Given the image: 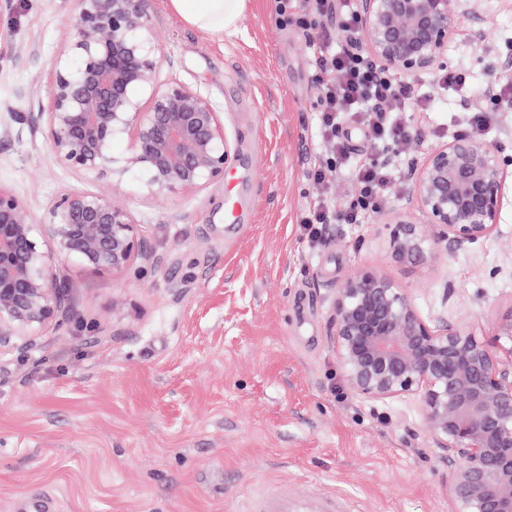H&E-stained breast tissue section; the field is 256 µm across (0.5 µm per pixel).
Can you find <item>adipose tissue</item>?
<instances>
[{
  "label": "adipose tissue",
  "mask_w": 512,
  "mask_h": 512,
  "mask_svg": "<svg viewBox=\"0 0 512 512\" xmlns=\"http://www.w3.org/2000/svg\"><path fill=\"white\" fill-rule=\"evenodd\" d=\"M249 0H170L173 10L190 27L214 37L237 29Z\"/></svg>",
  "instance_id": "obj_1"
}]
</instances>
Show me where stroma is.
<instances>
[{
    "label": "stroma",
    "mask_w": 512,
    "mask_h": 512,
    "mask_svg": "<svg viewBox=\"0 0 512 512\" xmlns=\"http://www.w3.org/2000/svg\"><path fill=\"white\" fill-rule=\"evenodd\" d=\"M472 4L488 21L485 46L459 26L448 59L480 79L512 60V0ZM148 8L159 81L211 101L232 151L225 174L253 207L228 225L221 182L166 198L135 180L118 189L152 259L117 277L59 262L65 316L36 348L0 353V512L44 495L55 512H248L280 485L300 499L337 494L350 512H452L448 465L417 400L356 394L328 317L338 286L368 267L409 289L428 318L486 331L512 310V192L496 231L441 264H398L384 244L426 151L465 122L459 97L412 80L410 97L436 108L409 113L417 133L391 197L366 223L326 225L314 242L298 219L327 147L314 135L306 37L280 24L274 0H251L221 39L190 28L170 0ZM74 14L73 0H0V121L13 129L0 142V187L36 211L63 188L103 187L60 166L37 121Z\"/></svg>",
    "instance_id": "obj_1"
}]
</instances>
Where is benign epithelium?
<instances>
[{"label":"benign epithelium","mask_w":512,"mask_h":512,"mask_svg":"<svg viewBox=\"0 0 512 512\" xmlns=\"http://www.w3.org/2000/svg\"><path fill=\"white\" fill-rule=\"evenodd\" d=\"M65 49L51 64L39 113L58 163L118 185L134 176L167 197L224 180V122L200 92L160 83L147 0H75ZM362 42L378 68L404 83L446 65L461 23L482 44L486 18L472 0H359ZM129 141L122 154L115 141ZM507 164L489 143L458 135L432 149L412 197L388 223L394 261L431 267L496 231ZM122 275L151 260L130 210L106 192L64 189L40 213L0 188V351L38 345L62 299L58 260ZM330 340L357 394L418 398L450 471L454 512H512V312L492 337L446 317L424 318L408 289L376 268L336 288Z\"/></svg>","instance_id":"benign-epithelium-1"}]
</instances>
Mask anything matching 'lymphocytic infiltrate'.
Wrapping results in <instances>:
<instances>
[{"instance_id":"1","label":"lymphocytic infiltrate","mask_w":512,"mask_h":512,"mask_svg":"<svg viewBox=\"0 0 512 512\" xmlns=\"http://www.w3.org/2000/svg\"><path fill=\"white\" fill-rule=\"evenodd\" d=\"M275 11L283 24L299 29L318 52L317 122L330 155L325 166L307 174L316 198L300 219L308 238L316 241L325 225L363 223L392 189L390 163L374 155L354 157L345 125L360 124L374 146L396 147L413 134L410 126L398 120V113L418 112L422 106L407 96L400 79L379 71L362 50L358 14L341 0H275ZM343 161L350 164L352 197L339 210L328 199L325 169Z\"/></svg>"}]
</instances>
